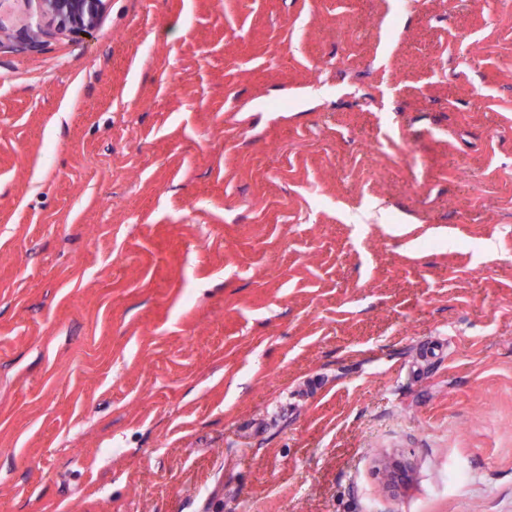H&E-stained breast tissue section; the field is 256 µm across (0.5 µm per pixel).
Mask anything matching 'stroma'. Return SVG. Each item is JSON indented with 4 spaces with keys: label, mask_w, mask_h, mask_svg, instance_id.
<instances>
[{
    "label": "stroma",
    "mask_w": 512,
    "mask_h": 512,
    "mask_svg": "<svg viewBox=\"0 0 512 512\" xmlns=\"http://www.w3.org/2000/svg\"><path fill=\"white\" fill-rule=\"evenodd\" d=\"M0 512H512V0H0ZM42 11L62 29L74 34L89 33L106 11L108 0H39ZM384 488L389 492L398 491L411 483V471L407 463L399 458L383 462L380 469Z\"/></svg>",
    "instance_id": "1"
}]
</instances>
